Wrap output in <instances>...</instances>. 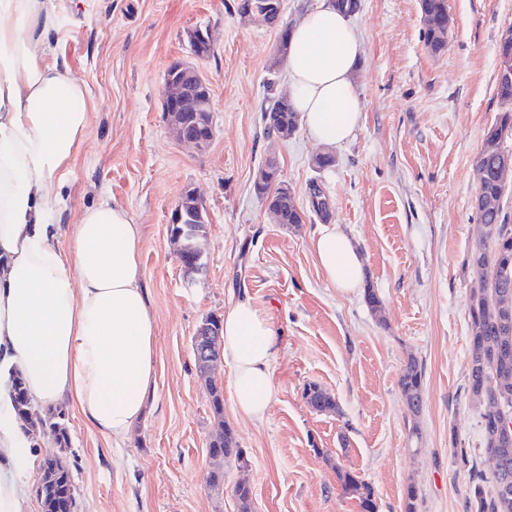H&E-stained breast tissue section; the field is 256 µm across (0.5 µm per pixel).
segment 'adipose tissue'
I'll return each instance as SVG.
<instances>
[{
  "label": "adipose tissue",
  "mask_w": 512,
  "mask_h": 512,
  "mask_svg": "<svg viewBox=\"0 0 512 512\" xmlns=\"http://www.w3.org/2000/svg\"><path fill=\"white\" fill-rule=\"evenodd\" d=\"M59 29L53 0H0V512H26L31 440L15 416L10 376L33 405L67 403L93 431L126 440L154 398L155 322L143 288L140 229L103 201L60 221L55 182L88 132L87 85L48 47ZM363 39L350 15L319 0L294 24L288 95L310 138L334 147L363 119L353 76ZM327 281L360 288L355 241L333 227L313 241ZM277 337L246 300L224 313L222 345L237 414L263 420Z\"/></svg>",
  "instance_id": "ef3b65f1"
}]
</instances>
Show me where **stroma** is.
<instances>
[{
    "label": "stroma",
    "instance_id": "1",
    "mask_svg": "<svg viewBox=\"0 0 512 512\" xmlns=\"http://www.w3.org/2000/svg\"><path fill=\"white\" fill-rule=\"evenodd\" d=\"M238 0H67L52 51L94 99L86 139L63 174L68 224L101 200L140 227L144 287L156 322L155 397L121 445L67 412V461L78 512H238L232 489L251 485V512H361L338 470L368 483L377 512H404L408 485L418 512H467L472 469L490 472L480 414L466 392L467 310L479 280L465 260L479 238L476 160L499 111L498 43L512 0H448L453 26L440 55L424 45L419 0H361L353 21L364 42L356 76L364 119L333 148L304 129L267 135V83L288 91L285 67L270 71L279 31ZM209 31L196 57L189 34ZM198 69L213 96L215 137L205 151L178 142L164 110L168 69ZM336 162L320 169L317 155ZM304 208L299 224L276 223L253 192L259 168ZM331 200L329 218L309 209V188ZM195 190L207 214L206 268L186 277L170 241L172 212ZM358 244L367 284L343 294L324 278L313 249L322 226ZM247 299L277 335L268 414L256 422L224 405L248 465L224 466L210 484L211 397L193 354L208 316ZM424 365L423 405L412 413L400 378ZM333 397L312 410L308 384ZM304 399L317 412H335L337 408L335 398L314 383L305 388Z\"/></svg>",
    "mask_w": 512,
    "mask_h": 512
}]
</instances>
